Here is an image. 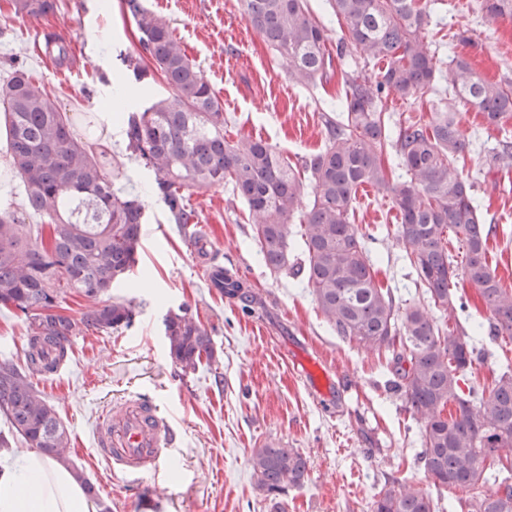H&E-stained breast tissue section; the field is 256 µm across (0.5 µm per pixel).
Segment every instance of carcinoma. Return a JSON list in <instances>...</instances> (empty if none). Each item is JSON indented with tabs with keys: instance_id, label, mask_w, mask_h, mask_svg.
Listing matches in <instances>:
<instances>
[{
	"instance_id": "carcinoma-1",
	"label": "carcinoma",
	"mask_w": 512,
	"mask_h": 512,
	"mask_svg": "<svg viewBox=\"0 0 512 512\" xmlns=\"http://www.w3.org/2000/svg\"><path fill=\"white\" fill-rule=\"evenodd\" d=\"M344 21L336 53L326 47L324 27L308 0H244L248 25L288 60L293 82L314 90L327 82L333 58L347 66L338 115H325L324 147L297 165L257 138L224 137V107L199 68L173 37L166 21L141 0H126L141 55L148 58L170 95L139 112L119 113L126 155L150 171L153 195L171 223L199 224L191 188L231 186L256 219V242L273 273L300 274L326 324L344 340L390 355L394 391L422 423L418 458L426 477L465 512H512V469L488 472V460L512 454V374L478 389H462L483 329L512 344V289L488 259L495 226L486 222L473 184L460 167L471 140L453 101L482 114L488 129L512 120V87L482 77L462 56L451 58L449 86L442 88L441 60L426 43L429 14L421 0H328ZM493 19L512 18V0H480ZM17 16L53 14L57 0H13ZM55 58L64 62L70 43L47 35ZM384 63L371 84L358 73L359 58ZM428 106L429 119L391 122L384 93ZM0 108L8 128V152L23 179L26 207L46 219L25 224L0 210V310L30 320L29 351L19 366L0 361V415L10 424L0 448L16 438L66 465L89 497L96 490L66 456L69 434L57 411L31 377L52 371L68 349L63 341L84 331L108 332L132 323L125 303L99 298L123 280L138 261L143 204L112 189L105 167L108 151L74 137L58 105L22 69L0 83ZM395 148L393 159L387 148ZM491 169H512V137L492 149ZM313 200L300 225L302 257L291 261L294 219L304 190ZM390 192L400 215L393 234L422 290L421 303L401 306L390 288L376 282L366 236L354 224L360 187ZM464 249L454 264L449 241ZM477 287L486 323L461 325L457 312L468 301L456 295L458 278ZM71 293L88 306L76 320L58 312ZM437 310L446 323L429 315ZM172 361L186 373L215 358L207 330L181 306L164 318ZM256 489L274 498L303 485L308 463L297 448L265 443L249 458ZM497 484L485 491L488 482ZM371 512H440L432 494L392 478L373 497Z\"/></svg>"
}]
</instances>
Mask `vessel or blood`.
Listing matches in <instances>:
<instances>
[{"label":"vessel or blood","instance_id":"obj_1","mask_svg":"<svg viewBox=\"0 0 512 512\" xmlns=\"http://www.w3.org/2000/svg\"><path fill=\"white\" fill-rule=\"evenodd\" d=\"M318 402L330 396V379L313 359L294 358ZM96 453L119 474L138 476L159 471L170 451V426L158 405L132 395L124 398L117 412L99 416L95 431Z\"/></svg>","mask_w":512,"mask_h":512}]
</instances>
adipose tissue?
Returning <instances> with one entry per match:
<instances>
[{
	"instance_id": "1",
	"label": "adipose tissue",
	"mask_w": 512,
	"mask_h": 512,
	"mask_svg": "<svg viewBox=\"0 0 512 512\" xmlns=\"http://www.w3.org/2000/svg\"><path fill=\"white\" fill-rule=\"evenodd\" d=\"M0 512H94L63 465L35 450L0 458Z\"/></svg>"
}]
</instances>
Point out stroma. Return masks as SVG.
I'll use <instances>...</instances> for the list:
<instances>
[{"mask_svg":"<svg viewBox=\"0 0 512 512\" xmlns=\"http://www.w3.org/2000/svg\"><path fill=\"white\" fill-rule=\"evenodd\" d=\"M216 91L224 106V135L260 138L301 161L324 145L325 111L343 94L341 72L325 88L307 90L288 78V63L248 26L242 0H143ZM55 14L33 19L13 14L0 0V78L26 70L56 100L78 139L106 147V172L115 190L139 196L144 235L138 263L104 303L132 305L131 326L71 337L58 372L34 377L54 406L71 443L69 458L94 483L112 512H370L385 477L431 489L414 454L419 424L388 388L393 375L384 353L338 338L300 279L276 275L262 261L255 219L227 185L190 192L200 215L203 246L192 250L163 203L149 190V174L126 156L121 127H110L113 102L140 110L165 98L159 75L135 80L123 63L137 53L135 25L123 0H57ZM428 40L463 32L467 42L440 50L442 60L463 55L484 77L512 84V19L490 20L479 0H434ZM107 41L94 40L96 32ZM71 40V59L58 65L45 34ZM460 120L476 142L463 174L474 183L488 223L489 262L512 285V172L490 170L489 148L500 131L485 129L478 112ZM0 208L37 223L24 206V186L6 150L0 116ZM355 222L369 233L368 248L383 287L398 300L419 299L403 251L387 230L397 213L390 193L368 186L354 203ZM220 264L242 289L228 295L211 287L208 274ZM189 306L216 349L211 365L182 375L164 336L168 311ZM29 335L25 317L0 311V358L23 363ZM302 341L334 382L330 407L319 409L305 380L283 358ZM128 395L160 405L176 443L158 474L130 481L96 458L93 433L100 412ZM282 442L307 459L308 477L278 501L256 490L249 458L254 448Z\"/></svg>","mask_w":512,"mask_h":512,"instance_id":"stroma-1","label":"stroma"}]
</instances>
